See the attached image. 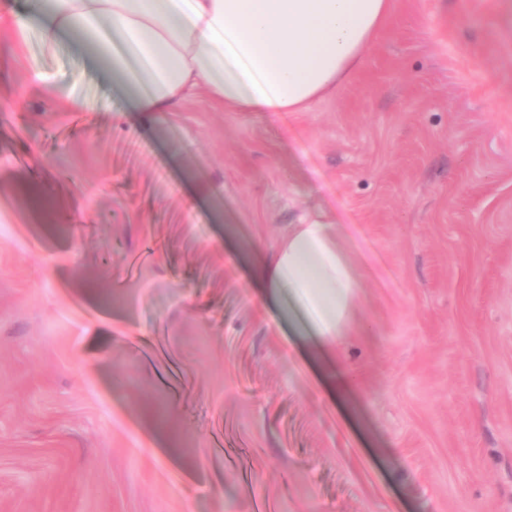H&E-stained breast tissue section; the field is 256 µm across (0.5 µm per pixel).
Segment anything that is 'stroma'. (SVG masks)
I'll list each match as a JSON object with an SVG mask.
<instances>
[{
  "label": "stroma",
  "mask_w": 512,
  "mask_h": 512,
  "mask_svg": "<svg viewBox=\"0 0 512 512\" xmlns=\"http://www.w3.org/2000/svg\"><path fill=\"white\" fill-rule=\"evenodd\" d=\"M313 220L329 366L250 274ZM0 512H512V0H392L301 112L0 35Z\"/></svg>",
  "instance_id": "1"
}]
</instances>
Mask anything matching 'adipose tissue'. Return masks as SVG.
<instances>
[{
	"label": "adipose tissue",
	"mask_w": 512,
	"mask_h": 512,
	"mask_svg": "<svg viewBox=\"0 0 512 512\" xmlns=\"http://www.w3.org/2000/svg\"><path fill=\"white\" fill-rule=\"evenodd\" d=\"M391 0H35L30 19L0 5L13 38L38 30L55 46L81 38L91 56L130 84L135 111L171 112L199 90L225 108L300 112L335 91L363 61ZM341 231L292 225L262 253L253 281L294 295L317 336L344 335L359 288Z\"/></svg>",
	"instance_id": "obj_1"
}]
</instances>
